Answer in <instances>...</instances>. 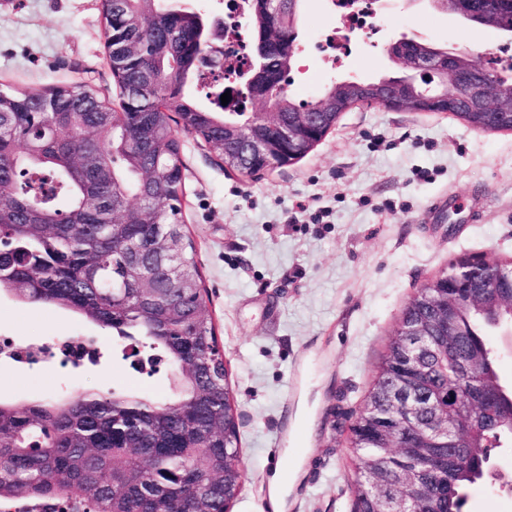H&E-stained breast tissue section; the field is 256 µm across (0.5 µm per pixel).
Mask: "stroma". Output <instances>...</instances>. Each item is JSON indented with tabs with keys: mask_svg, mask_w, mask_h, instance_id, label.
Masks as SVG:
<instances>
[{
	"mask_svg": "<svg viewBox=\"0 0 512 512\" xmlns=\"http://www.w3.org/2000/svg\"><path fill=\"white\" fill-rule=\"evenodd\" d=\"M382 31L322 70L313 45L334 23L327 0H303L294 98L323 85L399 75L402 38L481 53L512 35L468 22L432 0H378ZM88 84L110 102L101 0H0V88L46 92ZM183 221L194 238L204 298L224 349L243 472L230 512H353L350 425L419 288L463 256L512 260V131H482L439 112L360 104L298 162L253 177L225 170L190 135ZM452 201L441 215L436 199ZM102 331L64 309L0 295V336L22 344L99 339L97 363L20 365L0 359V400L54 402L75 391L173 397V374L133 368ZM492 479L467 512H512L495 476L512 453L494 450ZM288 485L274 494V475Z\"/></svg>",
	"mask_w": 512,
	"mask_h": 512,
	"instance_id": "1",
	"label": "stroma"
}]
</instances>
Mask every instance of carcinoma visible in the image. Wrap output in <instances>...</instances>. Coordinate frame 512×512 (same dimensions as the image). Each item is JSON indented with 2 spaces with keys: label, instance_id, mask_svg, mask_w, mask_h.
<instances>
[{
  "label": "carcinoma",
  "instance_id": "1",
  "mask_svg": "<svg viewBox=\"0 0 512 512\" xmlns=\"http://www.w3.org/2000/svg\"><path fill=\"white\" fill-rule=\"evenodd\" d=\"M251 45L243 100L221 104L226 72L204 70L200 48L211 25L182 0H102L120 111L86 85L47 93L0 89V292L24 303L69 310L115 343L140 339L174 374L175 398L159 404L125 392L75 393L51 403L0 402V508L44 512H224L243 473L235 407L212 318L202 303L196 245L182 224L179 132L209 146L224 168L259 173L240 141L266 127L249 122L261 106L253 76L265 63L272 81L290 66L261 57L271 34L262 0H248ZM280 24L291 43L298 15ZM491 28L512 33V0H485ZM206 90L208 105L188 89ZM363 83L328 86L320 97L343 107L364 99ZM306 111L283 93L278 121ZM340 113L323 112L302 141L308 154ZM457 117L487 131L509 130L495 112ZM456 297L448 321L436 318L434 290L421 288L403 312L375 380L351 426L356 512L392 509L401 476H414L415 512H465L468 490L491 476L490 456L512 447V387L501 383L488 332L512 324L505 281L485 306L463 281L440 284ZM422 321L419 361L404 330ZM424 401L405 421L388 408L393 387ZM448 415V434L424 430ZM410 432L407 447H380V429Z\"/></svg>",
  "mask_w": 512,
  "mask_h": 512
}]
</instances>
